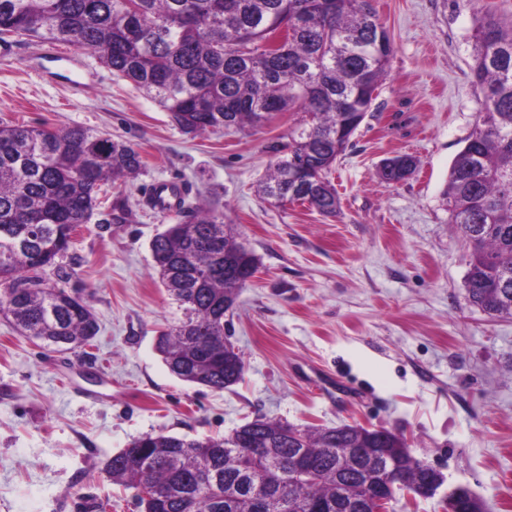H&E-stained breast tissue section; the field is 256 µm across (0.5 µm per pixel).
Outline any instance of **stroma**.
I'll list each match as a JSON object with an SVG mask.
<instances>
[{
    "instance_id": "stroma-1",
    "label": "stroma",
    "mask_w": 512,
    "mask_h": 512,
    "mask_svg": "<svg viewBox=\"0 0 512 512\" xmlns=\"http://www.w3.org/2000/svg\"><path fill=\"white\" fill-rule=\"evenodd\" d=\"M394 43L372 113L329 175L337 216L276 205L256 184L299 124L191 137L89 51L68 47L95 80L35 74L30 37L0 55V122L83 126L134 145L144 166L123 185L134 211L113 222L103 200L68 250L66 289L88 295L100 332L65 350L22 336L0 315V512H137L132 490L103 461L146 434H229L258 416L302 426L359 423L404 435L417 457L463 484L486 512H512V317L465 299L467 250L442 192L481 109L473 30L512 0H370ZM415 156L418 172L389 184L385 158ZM184 203L218 193L225 223L260 259L226 321L246 369L224 391L188 385L156 338L179 312L152 268L149 244L177 211L145 201L154 181Z\"/></svg>"
}]
</instances>
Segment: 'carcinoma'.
Wrapping results in <instances>:
<instances>
[{"mask_svg":"<svg viewBox=\"0 0 512 512\" xmlns=\"http://www.w3.org/2000/svg\"><path fill=\"white\" fill-rule=\"evenodd\" d=\"M26 35L77 46L156 101L184 134L257 128L297 110L302 122L276 150L258 192L277 203L306 202L324 216L339 210L328 179L371 112L394 46L370 0H0V41ZM473 82L481 111L454 159L443 196L448 223L469 250L464 287L471 306L512 317V18L483 16L474 30ZM381 178L415 173L409 154L385 159ZM142 168L130 144L82 126L0 123V312L28 336L69 349L92 345L100 326L79 290L44 288L74 234L91 222L102 187ZM133 217L117 193L112 220ZM153 269L181 311L156 348L180 381L222 391L238 383L244 361L224 328V299L246 283L227 265L258 270L259 258L202 199L150 245ZM285 429L275 463L243 441ZM369 436L384 449L395 490L423 496L424 461L406 439L360 424L300 427L256 418L228 435L145 434L105 460L102 472L134 491L139 512H355L365 496L345 453ZM305 475L293 479L297 449Z\"/></svg>","mask_w":512,"mask_h":512,"instance_id":"cac0c4a2","label":"carcinoma"}]
</instances>
